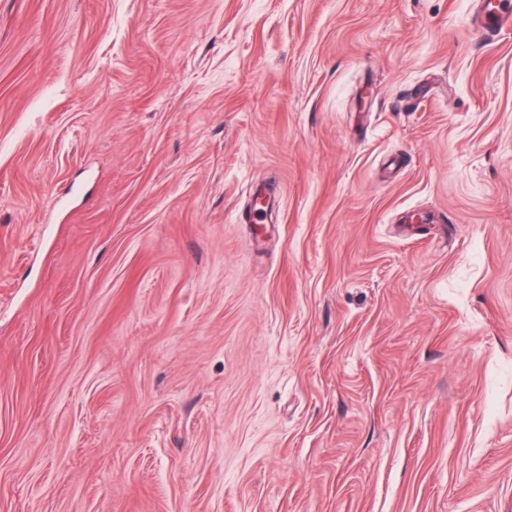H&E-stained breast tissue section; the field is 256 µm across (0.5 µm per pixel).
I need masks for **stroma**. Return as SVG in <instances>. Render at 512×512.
<instances>
[{"instance_id":"obj_1","label":"stroma","mask_w":512,"mask_h":512,"mask_svg":"<svg viewBox=\"0 0 512 512\" xmlns=\"http://www.w3.org/2000/svg\"><path fill=\"white\" fill-rule=\"evenodd\" d=\"M478 2L0 0V512H512Z\"/></svg>"}]
</instances>
